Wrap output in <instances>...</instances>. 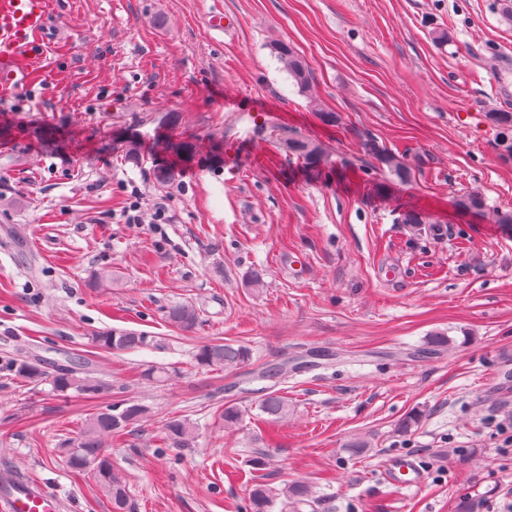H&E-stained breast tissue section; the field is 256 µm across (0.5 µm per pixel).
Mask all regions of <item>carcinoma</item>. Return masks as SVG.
I'll return each instance as SVG.
<instances>
[{
	"label": "carcinoma",
	"instance_id": "cac0c4a2",
	"mask_svg": "<svg viewBox=\"0 0 512 512\" xmlns=\"http://www.w3.org/2000/svg\"><path fill=\"white\" fill-rule=\"evenodd\" d=\"M272 51L294 79L300 91L309 84V71L304 61L285 42L272 46ZM497 128L503 146L512 151V112H493L489 116ZM288 152L301 157L305 163L316 165L321 161L322 151L316 143L288 136ZM371 151L385 165L390 173L400 180L407 178L405 165L395 155L375 146ZM199 314L189 304H174L167 309L168 321L185 331L195 327ZM95 346L108 351H130L148 344V337L127 330L109 329L92 337ZM251 351L244 345L234 342L212 341L197 346L194 361L198 367L208 371L236 372L249 365ZM18 375L29 380H46L52 390L61 397L94 399L111 388L104 376L89 369L85 362L70 360L66 363H52L50 370L42 369L39 361L19 360L14 362ZM169 370L165 366L150 365L143 369L138 380L151 384H161L168 380ZM288 377V366L248 372V382L269 381L263 387L265 394L258 403L260 414L257 422L268 424L288 419L291 406L288 398L281 395L276 386ZM148 410L141 404L119 400L105 411L92 413L85 419L77 436L65 449L71 472L79 476H89L97 487L112 502L114 512H126L129 503V487L125 475L112 463V453L105 448V440L120 441L136 431ZM163 443L170 448H186L195 440L194 427L185 420H166L160 425ZM310 493L306 486L290 484L282 489L260 485L253 489L252 512H268L273 502L282 499L299 512L308 505Z\"/></svg>",
	"mask_w": 512,
	"mask_h": 512
}]
</instances>
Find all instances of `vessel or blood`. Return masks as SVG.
Masks as SVG:
<instances>
[{"label":"vessel or blood","instance_id":"obj_1","mask_svg":"<svg viewBox=\"0 0 512 512\" xmlns=\"http://www.w3.org/2000/svg\"><path fill=\"white\" fill-rule=\"evenodd\" d=\"M54 0H0V89L13 91L31 84L42 73L47 41L46 21ZM394 486L419 487L425 473L413 457L404 455L384 464ZM0 512H63L56 497L41 483L0 473Z\"/></svg>","mask_w":512,"mask_h":512}]
</instances>
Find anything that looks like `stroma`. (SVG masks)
<instances>
[{"label": "stroma", "mask_w": 512, "mask_h": 512, "mask_svg": "<svg viewBox=\"0 0 512 512\" xmlns=\"http://www.w3.org/2000/svg\"><path fill=\"white\" fill-rule=\"evenodd\" d=\"M57 9L68 44L48 48L30 87L0 94V467L48 486L67 512H112L93 481L71 476L63 446L88 414L124 399L151 414L112 448L129 512H251L253 484L293 482L311 491L303 512H501L512 501V226L498 217L512 214V153L488 119L512 112L500 0ZM216 10L231 24L221 35L206 22ZM278 40L306 62L307 93L271 54ZM288 132L319 144L320 164L286 152ZM180 139L195 144L191 160L172 152ZM132 141L135 163L124 158ZM160 165L175 168L173 183L155 180ZM471 192L483 210L459 207ZM410 211L423 223H404ZM103 272L111 283L93 286ZM176 303L197 309L196 329L167 322ZM106 329L149 344L105 352L91 338ZM438 333L448 345L414 357ZM225 340L248 346L256 367L307 350L366 361L290 377L280 389L292 414L261 431V391L230 389L233 374L192 360L199 344ZM71 357L111 391L63 398L12 368ZM146 364L173 373L161 387L135 382ZM229 401L244 412L232 431L220 417ZM414 411L417 427L399 433ZM172 417L195 423L190 447L160 442ZM355 438L367 455L346 451ZM396 454L414 455L422 487L384 480Z\"/></svg>", "instance_id": "obj_1"}]
</instances>
